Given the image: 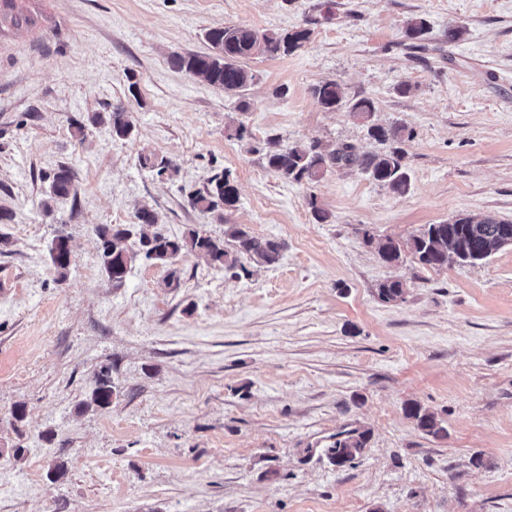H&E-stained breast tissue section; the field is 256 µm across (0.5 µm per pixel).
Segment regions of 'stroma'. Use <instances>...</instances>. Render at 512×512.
I'll use <instances>...</instances> for the list:
<instances>
[{
	"mask_svg": "<svg viewBox=\"0 0 512 512\" xmlns=\"http://www.w3.org/2000/svg\"><path fill=\"white\" fill-rule=\"evenodd\" d=\"M16 4L34 22L0 31V207L13 214L0 224V441L25 455L0 456V512H512V247L441 269L377 253L427 224L512 221V0ZM220 24L309 38L245 59L252 82L227 92L169 63L208 52ZM328 81L406 127L407 194L355 169L297 183L267 168L272 137L380 151L314 97ZM115 106L133 137L92 124L74 136L71 120ZM148 153L175 174L143 169ZM61 165L78 195L48 214L42 176ZM221 170L237 204L193 208ZM144 205L171 237L238 224L284 249L239 274L191 255L139 262L113 286L97 229ZM59 233L74 257L62 281L47 253ZM391 279L407 293L385 303ZM103 369L111 406L80 410ZM410 402L445 436L419 430ZM354 428L367 447L332 466L324 448ZM405 414L426 435L439 437L446 433L436 413L418 403H408L405 407Z\"/></svg>",
	"mask_w": 512,
	"mask_h": 512,
	"instance_id": "obj_1",
	"label": "stroma"
}]
</instances>
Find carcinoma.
Masks as SVG:
<instances>
[{"label": "carcinoma", "instance_id": "1", "mask_svg": "<svg viewBox=\"0 0 512 512\" xmlns=\"http://www.w3.org/2000/svg\"><path fill=\"white\" fill-rule=\"evenodd\" d=\"M10 22L15 27L31 24L33 20L15 11V0H0V24ZM306 29L270 31L262 35L253 30L237 26H216L206 32L211 46L208 53H175L170 57L171 65L212 86L226 91L246 87L253 75L240 61L260 51L269 55H287L299 49L308 39ZM314 96L327 110L333 111L345 104V92L336 82H326L313 89ZM349 104V111L367 126L369 137L386 146L376 153H359L349 144H339L326 152L316 141L297 143L283 147L275 138L268 141L265 154L269 170L284 180L301 183L322 178L331 168H357L373 181L394 193L405 195L411 183L405 165V128L398 125L383 126L372 121L375 107L372 100L360 98ZM89 121L95 125H106L112 137L127 139L134 134L135 125L130 112L121 106L107 112H96ZM140 165L158 177L175 171L172 161L154 154L143 155ZM48 182L43 207L49 211L53 204L66 198H76L77 189L70 170L61 167L43 176ZM238 201V189L234 179L226 170L214 173L202 191L191 195L193 207L203 213H212L232 206ZM134 224H110L98 227L101 241V265L115 284L122 283L137 259L163 266H173L183 255L191 254L215 269L233 270L245 268V263L256 262L272 265L279 259L282 244L271 239L253 235L241 226L232 224L225 231L227 240L214 239L197 229L188 230L180 238H171L157 228L155 213L144 206L136 215ZM512 222L485 217L477 223L472 218L462 217L452 223L427 224L416 235L404 242L386 239L378 246L380 259L387 264H396L404 252L412 253L422 265L443 268L451 264L473 265L491 255L504 226ZM50 267L56 279H66L71 263L64 254L49 255ZM380 300L398 302L405 299L406 286L394 279L381 283L377 288ZM113 388L109 371H101L81 409L91 407L105 409L112 405ZM405 414L423 433L439 437L446 433L435 412L412 402L406 405ZM370 439L367 430L351 429L333 436L323 450L330 464L339 460L353 461L366 448Z\"/></svg>", "mask_w": 512, "mask_h": 512}]
</instances>
